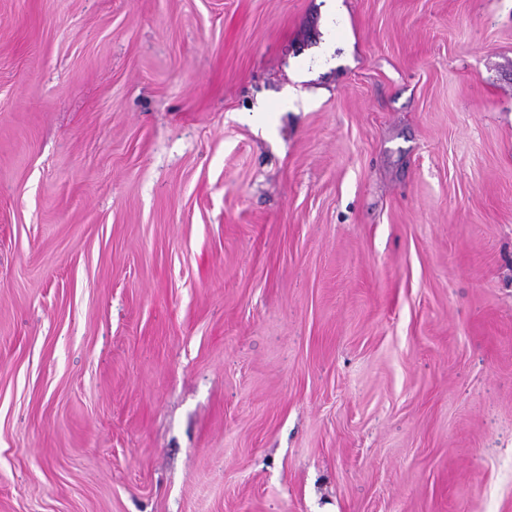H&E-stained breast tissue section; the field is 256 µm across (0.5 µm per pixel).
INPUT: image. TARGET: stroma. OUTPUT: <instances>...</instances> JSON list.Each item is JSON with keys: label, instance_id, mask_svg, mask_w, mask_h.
I'll use <instances>...</instances> for the list:
<instances>
[{"label": "stroma", "instance_id": "35a3bbf8", "mask_svg": "<svg viewBox=\"0 0 512 512\" xmlns=\"http://www.w3.org/2000/svg\"><path fill=\"white\" fill-rule=\"evenodd\" d=\"M0 512H512V0H0Z\"/></svg>", "mask_w": 512, "mask_h": 512}]
</instances>
